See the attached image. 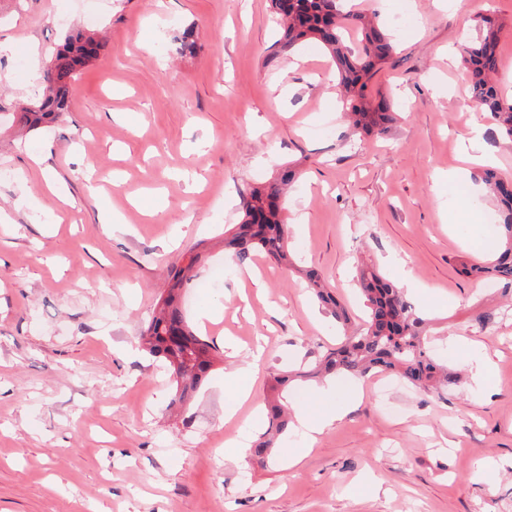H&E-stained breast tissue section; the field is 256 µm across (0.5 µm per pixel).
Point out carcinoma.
<instances>
[{"label": "carcinoma", "instance_id": "1", "mask_svg": "<svg viewBox=\"0 0 512 512\" xmlns=\"http://www.w3.org/2000/svg\"><path fill=\"white\" fill-rule=\"evenodd\" d=\"M288 2V14L282 16L281 49L287 51L308 39L321 41L339 68L353 128L366 134L386 131L395 119L393 103L383 95L368 96L366 88L390 60L393 45L387 32L360 13H343L338 0ZM482 23L483 36L467 45L463 54L471 77L472 100L476 107L493 116L500 133L512 142V101L490 82V75L498 66L496 47L501 25L489 17L483 18ZM102 51L104 43L91 35L78 32L68 36L47 68L42 96L20 104L14 122L32 131L62 117L68 111L72 81ZM292 176L293 171L286 170L280 181L252 188L242 196L243 218L224 237V249L232 257L244 262L258 252L277 262L287 259V222L278 199ZM480 180L498 202V224L503 228L505 249L491 262H462L463 272L512 283V187H507L504 179L490 169L484 170ZM199 260L197 254L186 267L174 272L168 294L158 303L144 332L145 350L167 362L180 387L181 402L208 377L218 357L214 342L187 323L179 304L180 292L191 281L190 272ZM307 278L313 293L331 308L336 320H346L345 311L323 280L313 272L307 273ZM357 280L368 309L365 331L323 354L313 373L362 376L388 371L413 387L432 391L457 382V375L432 356L423 336L425 321L412 310L401 290L367 261L358 267ZM268 407L270 430L252 448L258 459L265 458L273 438L289 426L279 398H273Z\"/></svg>", "mask_w": 512, "mask_h": 512}]
</instances>
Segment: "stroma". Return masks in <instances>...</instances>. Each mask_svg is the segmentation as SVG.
Listing matches in <instances>:
<instances>
[{"instance_id":"1","label":"stroma","mask_w":512,"mask_h":512,"mask_svg":"<svg viewBox=\"0 0 512 512\" xmlns=\"http://www.w3.org/2000/svg\"><path fill=\"white\" fill-rule=\"evenodd\" d=\"M353 3L393 38L368 86L399 114L381 135L343 120L322 44L281 51L270 0H0V512H512V284L485 291L458 265L501 247L483 167L512 181V142L475 107L460 53L492 13L512 99V0ZM76 30L104 54L60 121L16 135L12 112L42 90L32 61L48 67ZM188 34L197 51L176 52ZM474 121L481 164L461 152ZM287 167L293 266L237 264L220 239L241 194ZM192 252L203 259L181 306L220 355L181 406L138 338ZM363 256L428 319L451 370L477 354L489 376L386 394L378 373L295 382L288 406L322 387L324 407L346 413L313 445L293 429L257 462L246 447L266 430L271 378L344 339L300 269L360 329ZM209 309L219 322L202 320Z\"/></svg>"}]
</instances>
